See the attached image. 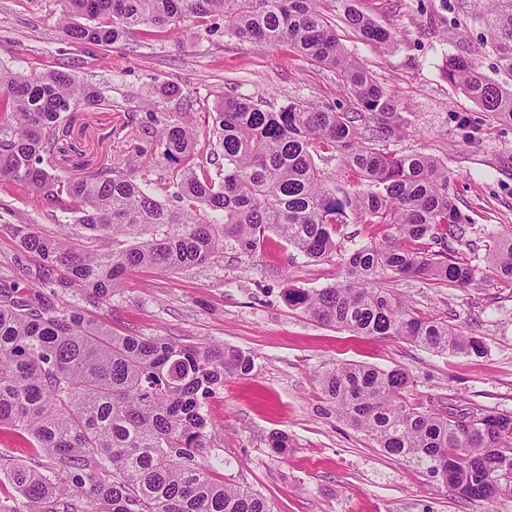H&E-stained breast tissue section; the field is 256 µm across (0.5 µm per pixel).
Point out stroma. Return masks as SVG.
Here are the masks:
<instances>
[{
	"label": "stroma",
	"instance_id": "1",
	"mask_svg": "<svg viewBox=\"0 0 512 512\" xmlns=\"http://www.w3.org/2000/svg\"><path fill=\"white\" fill-rule=\"evenodd\" d=\"M434 3L355 0L359 11L393 32L385 48L361 41L344 24L336 31L407 119L388 150L423 152L447 165L448 191L478 242L468 287L390 274L375 285L424 317L480 337L483 356L441 355L401 339L357 336L288 308L287 288L334 284L355 249L381 241L384 231L374 224L344 225L336 251L318 262L273 234L250 253L228 239L217 257L198 266L129 271L107 304H92L74 286L55 297L59 306L81 310L121 336L208 340L250 354V376L227 379L205 402L210 426L203 455L217 478L263 495L275 512H512V498L490 506L461 499L413 463L385 454L325 411L316 383L317 374L337 362L401 368L410 376L405 397L418 410L452 402L474 412H512V288L499 287L486 260L494 239L512 236V126L495 123L442 73L448 55L463 54L495 76L481 0H466L462 9L449 0L444 37L433 22ZM62 8L61 0H0V65L22 73L66 70L104 96L101 105L75 112L60 136L54 172L62 177L93 171L106 160L120 167L135 155L140 177L164 203L175 170L161 159L157 137L168 122L180 119L200 130L191 162L203 167L214 148L212 112L224 95H246L275 111L293 101L334 106L346 98L336 69L285 42L257 46L231 38L218 17H191L103 47L67 38ZM169 84L179 86L177 96L160 95ZM20 224L66 239L81 252L112 247L111 240L67 224L61 207L0 180V279L18 282L24 293L39 290L27 272L41 260L21 249L13 232ZM273 431L289 437L284 454L265 444Z\"/></svg>",
	"mask_w": 512,
	"mask_h": 512
}]
</instances>
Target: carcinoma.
Instances as JSON below:
<instances>
[{"instance_id":"1","label":"carcinoma","mask_w":512,"mask_h":512,"mask_svg":"<svg viewBox=\"0 0 512 512\" xmlns=\"http://www.w3.org/2000/svg\"><path fill=\"white\" fill-rule=\"evenodd\" d=\"M325 0H62L61 25L78 43L115 44L210 14L224 34L255 45L289 42L336 68L351 104L291 102L278 111L243 95L216 107L213 133L223 149L216 177L189 157L200 132L182 121L162 133V156L178 165L167 187L177 205L153 196L137 161L104 163L84 176L50 172L64 114L102 102L63 70L21 74L0 67V179L26 185L112 250L80 253L61 239L14 228L38 253L44 288L77 284L97 301L112 298L134 268L178 270L212 259L220 243L247 253L272 232L317 261L336 248L345 224H378L384 241L355 249L347 277L319 290L290 288L289 308L374 338H397L440 354L485 353L483 342L419 315L377 277L428 278L448 288L474 282L462 214L448 193V167L421 152L377 148L406 122L393 96L349 55L323 13ZM361 40L386 46L392 33L338 0ZM486 43L500 79L463 55L445 59L444 77L502 125L512 126V0H488ZM328 153L356 176L331 181L315 157ZM188 201V207L179 206ZM489 263L512 288V236L494 240ZM253 358L220 344L119 336L63 309L40 291L0 283V426L25 432L33 462L0 466L14 495L0 512H274L265 498L213 478L201 460L209 420L203 401L230 377L249 375ZM336 418L384 453L440 480L459 498L493 504L512 497V412L420 411L403 398L402 369L338 363L317 375Z\"/></svg>"}]
</instances>
